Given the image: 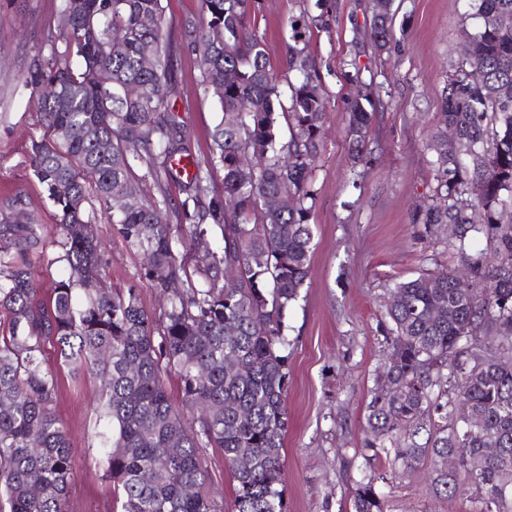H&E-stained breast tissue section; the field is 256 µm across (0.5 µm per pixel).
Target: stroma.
I'll return each instance as SVG.
<instances>
[{
  "label": "stroma",
  "mask_w": 512,
  "mask_h": 512,
  "mask_svg": "<svg viewBox=\"0 0 512 512\" xmlns=\"http://www.w3.org/2000/svg\"><path fill=\"white\" fill-rule=\"evenodd\" d=\"M171 66L178 94L173 110L193 156L208 154L221 118L204 97L201 61L183 42L182 24L200 0H164ZM389 49L371 38L372 0H255L256 31L270 63L288 73L293 28L309 43L328 99L326 139L312 190L315 249L299 301L285 324L290 341L288 430L284 447L287 512H353L352 487L365 469L361 456L365 407L386 355L383 315L396 283L437 269L460 267L446 226L425 233L413 224L418 208L436 201L431 148L440 128L443 89L469 28L467 0H395ZM65 24L61 0H0V200L23 195L26 219L40 224L47 252L59 249L56 209L29 166L30 140L45 129L18 85L48 32ZM368 97L373 121L369 164L354 163L346 136L348 103ZM94 230L106 247L108 287L135 288L144 308L158 313L153 284L141 278V256L94 206ZM44 365L59 382L57 411L75 448L70 512H119L105 475L99 381L73 378L54 345ZM220 512H233V479L220 449L201 456ZM386 512H472L464 499L435 498L427 469L389 478Z\"/></svg>",
  "instance_id": "1"
}]
</instances>
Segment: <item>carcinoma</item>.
<instances>
[{
  "label": "carcinoma",
  "mask_w": 512,
  "mask_h": 512,
  "mask_svg": "<svg viewBox=\"0 0 512 512\" xmlns=\"http://www.w3.org/2000/svg\"><path fill=\"white\" fill-rule=\"evenodd\" d=\"M64 28L22 78L46 135L31 140L30 167L57 209L62 251L49 254L39 224L0 225V512H69L70 437L55 404L58 387L43 367L46 344L102 392L106 476L121 512H217L201 469L219 448L234 481V512H285L283 448L288 429V336L314 248L313 173L321 155L327 101L297 25L290 24L288 93L251 24L255 0H200L184 21L187 45L202 60L203 94L222 117L210 154L183 184L195 223L161 219L168 183L187 152L171 95L168 24L162 0H62ZM464 32L442 98L445 129L433 136L443 201L413 216L424 228L453 226L475 282L438 269L398 283L386 306L387 354L381 385L367 404L366 466L430 469L438 497L465 498L473 512H512V0H469ZM393 0H374L373 38L390 42ZM154 52L152 69L142 51ZM482 73L481 83L469 79ZM129 84L139 87L127 96ZM249 102V110L237 111ZM290 137L277 138L279 119ZM372 121L351 102L349 147L368 162ZM455 138L448 139V129ZM254 166L242 178L241 157ZM97 174L86 183L84 173ZM224 192L210 196L214 171ZM152 182L153 190L144 188ZM288 193L293 207L265 199ZM106 205L123 241L150 255L140 276L164 301L155 317L134 289L105 285V248L86 204ZM494 256L466 252L473 234ZM68 270L49 300L38 295L31 258ZM179 284L170 293L169 285ZM501 342L486 343L483 328ZM176 377L175 404L166 382ZM470 418L456 414L459 403ZM460 457L448 471V454ZM377 479L356 482L354 512H384Z\"/></svg>",
  "instance_id": "carcinoma-1"
}]
</instances>
